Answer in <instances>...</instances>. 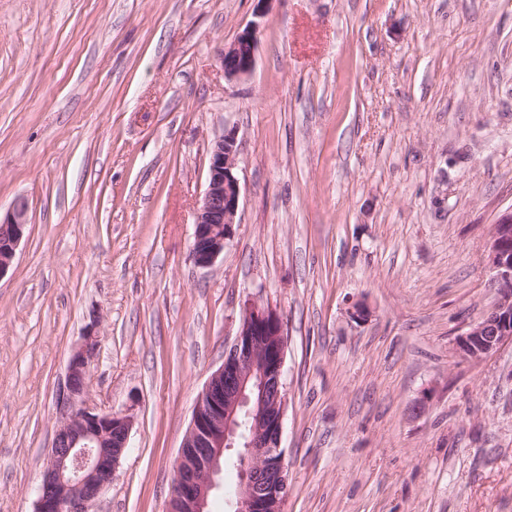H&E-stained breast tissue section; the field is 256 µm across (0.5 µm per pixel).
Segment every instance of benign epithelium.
<instances>
[{
    "label": "benign epithelium",
    "instance_id": "benign-epithelium-1",
    "mask_svg": "<svg viewBox=\"0 0 512 512\" xmlns=\"http://www.w3.org/2000/svg\"><path fill=\"white\" fill-rule=\"evenodd\" d=\"M249 21L220 54L224 77L232 82L255 68L263 18L273 0H256ZM237 128L210 145L207 185L195 213L190 253L201 267L212 265L240 223ZM28 228V206L18 199L0 216V276L13 263ZM485 262L495 288L491 311L461 334L455 351L478 360L512 345V209L491 227ZM98 341L88 335L71 355L60 398V426L37 488L34 512H96L101 492L112 485L133 426L123 412L96 413L86 406ZM287 338L282 317L257 303L242 322L224 363L199 396L173 463L166 512H207L215 477L226 452L238 449L240 485L234 512H283L288 492L281 448L286 405L282 383Z\"/></svg>",
    "mask_w": 512,
    "mask_h": 512
}]
</instances>
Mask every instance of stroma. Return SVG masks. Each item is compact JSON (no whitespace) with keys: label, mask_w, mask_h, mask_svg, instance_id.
Listing matches in <instances>:
<instances>
[{"label":"stroma","mask_w":512,"mask_h":512,"mask_svg":"<svg viewBox=\"0 0 512 512\" xmlns=\"http://www.w3.org/2000/svg\"><path fill=\"white\" fill-rule=\"evenodd\" d=\"M0 0V512H34L69 359L134 425L98 512H164L250 300L284 322V512H512V345L460 360L512 208V0ZM240 222L190 255L208 150ZM357 303L365 321L352 320ZM428 403H421V396ZM273 1L256 0L254 19L245 25L232 42L224 45L220 62L228 81H238L253 73L263 18ZM27 228L28 206L24 199L16 200L3 217L0 210V277L12 265Z\"/></svg>","instance_id":"obj_1"}]
</instances>
